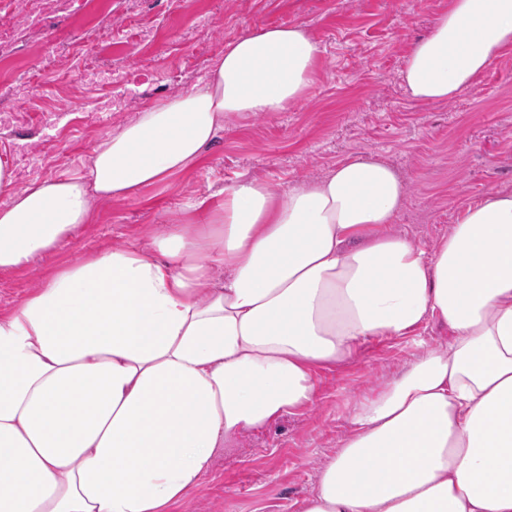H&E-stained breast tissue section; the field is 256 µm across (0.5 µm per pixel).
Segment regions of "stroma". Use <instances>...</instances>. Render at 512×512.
I'll return each instance as SVG.
<instances>
[{
	"mask_svg": "<svg viewBox=\"0 0 512 512\" xmlns=\"http://www.w3.org/2000/svg\"><path fill=\"white\" fill-rule=\"evenodd\" d=\"M19 50L0 61V159L19 183L82 171L95 145L146 105L203 77L226 43L262 28L302 24L324 53L305 97L288 111L233 116L196 167L98 203L53 252L0 271V316L45 280L93 253L150 248L166 225L184 220L188 201H222L221 188L258 177L274 190L323 175L337 163L371 155L407 184L392 226L426 251L446 236L461 209L491 191H512V49L473 86L444 104L419 103L400 71L410 47L431 30L448 0H64L46 6ZM141 33L119 47L114 26ZM94 55L111 82L80 81L68 67L24 87L56 48ZM448 341L436 324L413 334L359 345L345 361L317 369L316 401L270 427L241 435L175 512H297L323 462L351 429L355 404L401 373L424 347Z\"/></svg>",
	"mask_w": 512,
	"mask_h": 512,
	"instance_id": "1",
	"label": "stroma"
}]
</instances>
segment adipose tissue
I'll use <instances>...</instances> for the list:
<instances>
[{"mask_svg": "<svg viewBox=\"0 0 512 512\" xmlns=\"http://www.w3.org/2000/svg\"><path fill=\"white\" fill-rule=\"evenodd\" d=\"M512 47V0H451L401 72L443 103ZM300 24L227 44L83 171L17 185L0 159V271L53 251L101 201L195 167L240 113L302 100ZM407 188L353 157L274 191L224 190L201 227L78 261L0 317V512H171L242 432L312 405L313 371L424 321L449 334L358 404L299 512H512V193L469 203L434 252L395 234Z\"/></svg>", "mask_w": 512, "mask_h": 512, "instance_id": "adipose-tissue-1", "label": "adipose tissue"}]
</instances>
